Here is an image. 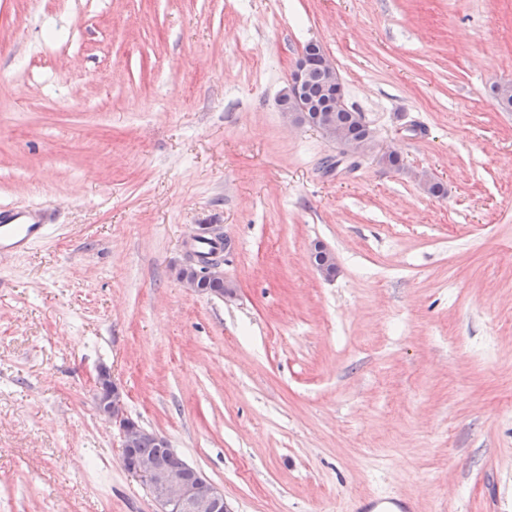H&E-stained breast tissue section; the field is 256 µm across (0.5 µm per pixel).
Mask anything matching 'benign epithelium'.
I'll use <instances>...</instances> for the list:
<instances>
[{
  "mask_svg": "<svg viewBox=\"0 0 512 512\" xmlns=\"http://www.w3.org/2000/svg\"><path fill=\"white\" fill-rule=\"evenodd\" d=\"M309 57L313 58L314 64L324 77L325 99L321 104L311 102L306 97ZM280 106L286 117L319 131L339 144L346 154H362L373 147L374 137L370 133L350 144L337 139L333 128L324 123L321 113L344 109L346 104L336 66L324 48L317 43L309 44L296 59L290 73L288 91L280 100ZM177 278L184 287L199 292L202 281H222L224 272L218 262L196 264L188 261L179 269ZM95 403L98 414L118 428L123 453L131 452L142 427L128 416L123 389L105 370L97 374ZM131 473L147 487L156 512H230L224 500V490L184 461L173 467L154 459H142Z\"/></svg>",
  "mask_w": 512,
  "mask_h": 512,
  "instance_id": "7a95c632",
  "label": "benign epithelium"
}]
</instances>
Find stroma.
<instances>
[{"label":"stroma","instance_id":"obj_1","mask_svg":"<svg viewBox=\"0 0 512 512\" xmlns=\"http://www.w3.org/2000/svg\"><path fill=\"white\" fill-rule=\"evenodd\" d=\"M311 42L376 151L281 112ZM0 71V206L51 219L0 257V512H155L103 368L231 512H512V0H0ZM201 224L233 297L177 279Z\"/></svg>","mask_w":512,"mask_h":512}]
</instances>
